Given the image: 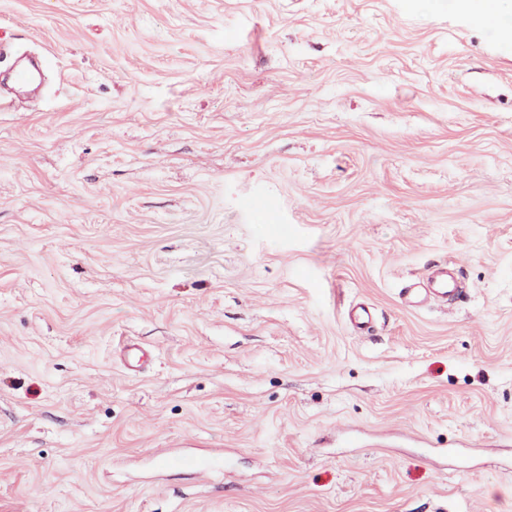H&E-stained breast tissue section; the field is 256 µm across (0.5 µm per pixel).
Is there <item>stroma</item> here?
Here are the masks:
<instances>
[{
  "instance_id": "stroma-1",
  "label": "stroma",
  "mask_w": 512,
  "mask_h": 512,
  "mask_svg": "<svg viewBox=\"0 0 512 512\" xmlns=\"http://www.w3.org/2000/svg\"><path fill=\"white\" fill-rule=\"evenodd\" d=\"M0 40V98L46 68L0 112V512H512V12L0 0ZM411 288L406 291L404 298L407 304L415 305L427 299L448 301V294L452 293V283L448 281V269L437 272L432 280L430 279L428 288Z\"/></svg>"
}]
</instances>
